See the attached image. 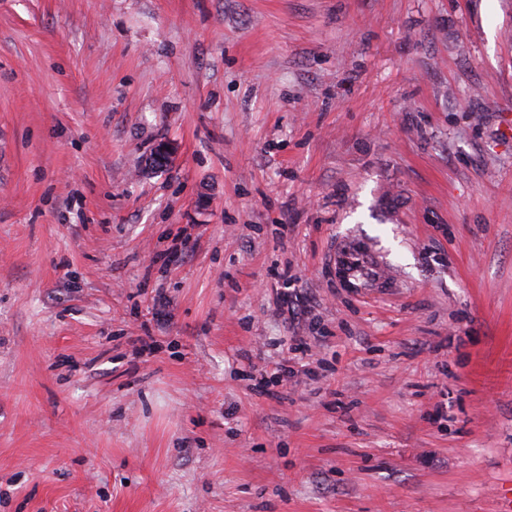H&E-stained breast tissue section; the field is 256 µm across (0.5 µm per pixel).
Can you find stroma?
Segmentation results:
<instances>
[{"label": "stroma", "instance_id": "stroma-1", "mask_svg": "<svg viewBox=\"0 0 512 512\" xmlns=\"http://www.w3.org/2000/svg\"><path fill=\"white\" fill-rule=\"evenodd\" d=\"M505 112L512 0H0V512H503Z\"/></svg>", "mask_w": 512, "mask_h": 512}]
</instances>
